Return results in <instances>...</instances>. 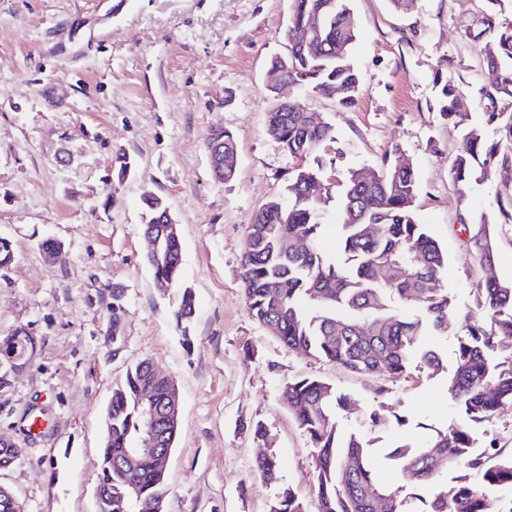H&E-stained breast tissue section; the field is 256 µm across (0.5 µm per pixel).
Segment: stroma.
<instances>
[{"label": "stroma", "mask_w": 512, "mask_h": 512, "mask_svg": "<svg viewBox=\"0 0 512 512\" xmlns=\"http://www.w3.org/2000/svg\"><path fill=\"white\" fill-rule=\"evenodd\" d=\"M292 0H0V238L12 264L0 270V336L24 327L37 339L30 366L0 389V439L23 448L0 483L26 512H96L103 410L137 361L177 382L181 413L165 512H269L279 485L252 477L263 448L281 461L280 485L314 507L313 447L283 395L312 377L348 395L337 428H363L391 408L399 421L370 432L374 465L403 495L418 489L386 458L394 439L423 444L433 429L465 423L447 393V373L409 367L405 377L356 374L285 347L250 314L241 255L253 214L281 195L293 158L267 132L268 63L285 50ZM358 37L350 56L362 80L355 108L293 91L329 121L326 176L379 166L400 149L417 177L414 209L448 252L439 285L450 320L486 326L477 304L487 277L512 280V223L497 198L512 193V169L461 186L451 164L461 131L443 116L441 88L455 81L460 109L482 119L469 87L480 56L464 36L483 0H416L407 14L390 0H350ZM233 132L238 166L229 183L210 171L207 136ZM130 167L120 172V159ZM161 196L179 226L181 287L195 294L192 350L173 312L181 288L159 292L145 262L141 198ZM486 215L495 262L482 267L463 221ZM60 241L62 258L42 243ZM124 290L125 322L112 335V289ZM45 422L29 432V414ZM263 422L269 443L251 431ZM480 452L512 448V406L468 424Z\"/></svg>", "instance_id": "35a3bbf8"}]
</instances>
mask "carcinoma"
I'll return each instance as SVG.
<instances>
[{
    "label": "carcinoma",
    "instance_id": "1",
    "mask_svg": "<svg viewBox=\"0 0 512 512\" xmlns=\"http://www.w3.org/2000/svg\"><path fill=\"white\" fill-rule=\"evenodd\" d=\"M357 23L350 0H293L285 39L288 51L270 60L269 70L293 88L334 97L342 108L356 105L362 90L350 48ZM465 37L478 48L480 78L474 95L488 102L482 125L467 123L458 107L456 86L442 87L446 103L441 112L462 127V146L451 173L465 185L478 172L512 167V29L497 32L495 17L484 13L477 28ZM268 112L267 134L297 159L289 173L284 196L264 203L253 215L242 258V285L252 316L292 350L335 363L351 372H382L401 377L414 361L437 373L444 370L442 355L421 349L424 339L448 335L452 302L437 283L448 271V254L419 223L413 205L417 182L413 164L399 154L386 157L372 178L352 171L336 185L324 173L320 155L332 139L328 122L314 124L310 113L295 112L279 96L277 87ZM492 126L495 138H485L481 126ZM207 150L224 151V168L214 179L230 182L237 170L234 135L215 128ZM338 209V249L344 259L328 257L320 246L319 215L329 204ZM143 234L158 228L167 206L162 197H143ZM474 244L480 261L493 259V231L486 216L476 222ZM167 258L149 263L158 288H176L182 258L178 238L165 244ZM123 289H112V341H117L125 312ZM480 306L489 312L491 327L459 321L454 370L448 393L472 422L489 420L501 407L512 405V280L490 277L480 288ZM417 309L419 315L411 314ZM195 296L186 288L174 313L186 347L193 344L190 323ZM496 349L502 361L489 363L485 351ZM168 382L156 375L153 364L137 362L122 383L112 389L103 422L109 424L100 458L97 496L112 498V512H140L145 503H157L167 494L166 473L155 453L140 449L149 430L147 409L158 410L155 429L161 449L174 447L178 423L165 414ZM283 394L313 447V476L317 512H412L400 490L381 483L373 474L370 440L360 434L338 432L334 410L347 397L315 378L288 381ZM389 459L416 482L430 486L440 475L457 472V486L441 491L426 512H484L483 490L512 487V449L493 455L472 449L462 427L436 432L422 447L399 445ZM257 479L279 481L274 453L257 456ZM274 512H303L292 488L282 485L272 503Z\"/></svg>",
    "mask_w": 512,
    "mask_h": 512
}]
</instances>
